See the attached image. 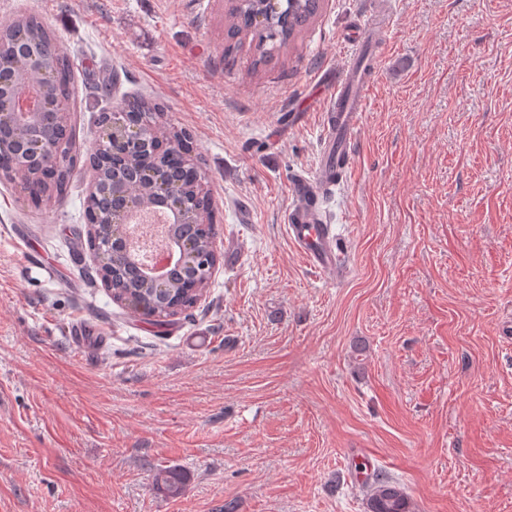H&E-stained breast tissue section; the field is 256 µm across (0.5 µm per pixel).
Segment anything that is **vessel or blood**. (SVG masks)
<instances>
[{"label": "vessel or blood", "instance_id": "b4317fda", "mask_svg": "<svg viewBox=\"0 0 512 512\" xmlns=\"http://www.w3.org/2000/svg\"><path fill=\"white\" fill-rule=\"evenodd\" d=\"M370 76L357 77L344 69L323 91L328 106L322 120L324 163L315 174L297 175L289 183L293 205L286 215L288 237L305 263L330 282L344 280L350 263L336 241L331 225L321 217V200L336 185V172L327 163L331 155H351L360 128Z\"/></svg>", "mask_w": 512, "mask_h": 512}]
</instances>
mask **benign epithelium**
<instances>
[{"mask_svg": "<svg viewBox=\"0 0 512 512\" xmlns=\"http://www.w3.org/2000/svg\"><path fill=\"white\" fill-rule=\"evenodd\" d=\"M283 2L247 0L253 19L266 24L288 23ZM52 83L50 65L35 55L0 56V87H11L7 95L0 94V130H11L14 139L22 144L21 157L9 173L13 179L26 174L34 162L42 166L46 178L53 177L51 165L59 157L60 148L35 136V129L60 116L66 108L49 93ZM190 158L188 139L162 133L146 114L127 110L112 113V147L102 162L116 172L141 179V190L131 194L126 178L114 177L106 191L112 197V224H88L91 242L101 235L110 239V253L99 257L105 285L112 283L116 262L129 254L127 241L134 214L162 206L178 223H209V211L199 204L198 196L190 193L192 186L203 185L205 174L199 166L189 165ZM164 258L174 264L175 272L193 289L207 284L217 266L214 253L190 241L165 251Z\"/></svg>", "mask_w": 512, "mask_h": 512, "instance_id": "benign-epithelium-1", "label": "benign epithelium"}]
</instances>
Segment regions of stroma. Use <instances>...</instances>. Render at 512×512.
<instances>
[{"mask_svg": "<svg viewBox=\"0 0 512 512\" xmlns=\"http://www.w3.org/2000/svg\"><path fill=\"white\" fill-rule=\"evenodd\" d=\"M231 5L0 0L68 49L76 149L112 105L161 104L240 254L188 316L135 321L75 243L88 171L45 207L0 179V512H367L362 465L414 512H512V0H321L260 66L227 45ZM361 45L332 283L288 240V184L321 163L312 82ZM187 487V475L176 467H163L153 476V488L166 498L181 496Z\"/></svg>", "mask_w": 512, "mask_h": 512, "instance_id": "1", "label": "stroma"}]
</instances>
